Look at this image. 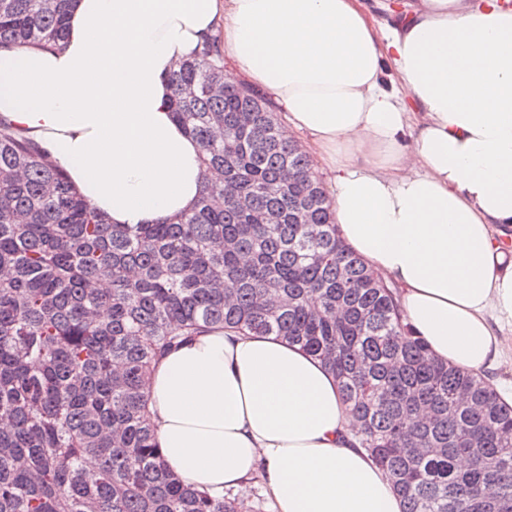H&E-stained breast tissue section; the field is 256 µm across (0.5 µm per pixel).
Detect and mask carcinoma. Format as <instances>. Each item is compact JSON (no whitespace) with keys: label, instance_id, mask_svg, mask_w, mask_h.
Masks as SVG:
<instances>
[{"label":"carcinoma","instance_id":"cac0c4a2","mask_svg":"<svg viewBox=\"0 0 512 512\" xmlns=\"http://www.w3.org/2000/svg\"><path fill=\"white\" fill-rule=\"evenodd\" d=\"M72 5L0 0V49L62 47ZM217 43L169 78L203 166L195 207L170 222L109 223L0 119V512H245L167 470L146 411L154 361L207 329L319 358L403 512H512V407L485 371L448 367L401 322L340 238L308 155L267 98L227 76Z\"/></svg>","mask_w":512,"mask_h":512}]
</instances>
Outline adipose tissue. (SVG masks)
Segmentation results:
<instances>
[{
    "mask_svg": "<svg viewBox=\"0 0 512 512\" xmlns=\"http://www.w3.org/2000/svg\"><path fill=\"white\" fill-rule=\"evenodd\" d=\"M300 131L344 243L397 293L432 356H512V8L409 0H75L63 49L0 50V115L115 224L190 210L201 148L168 78L206 41ZM167 468L221 497L258 482L272 512H402L360 448L336 378L275 335L212 329L150 371Z\"/></svg>",
    "mask_w": 512,
    "mask_h": 512,
    "instance_id": "adipose-tissue-1",
    "label": "adipose tissue"
}]
</instances>
